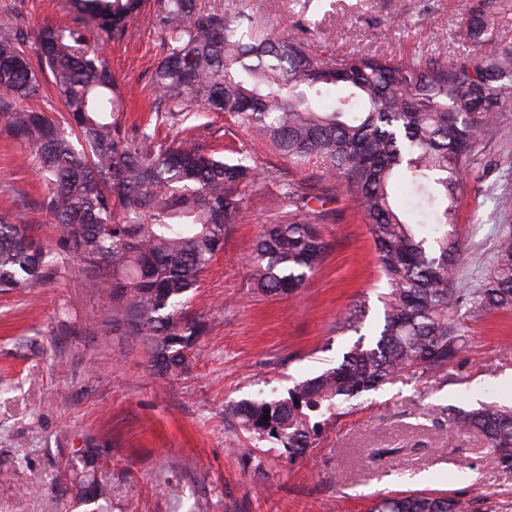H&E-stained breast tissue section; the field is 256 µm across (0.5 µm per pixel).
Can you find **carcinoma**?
I'll use <instances>...</instances> for the list:
<instances>
[{
    "instance_id": "obj_1",
    "label": "carcinoma",
    "mask_w": 512,
    "mask_h": 512,
    "mask_svg": "<svg viewBox=\"0 0 512 512\" xmlns=\"http://www.w3.org/2000/svg\"><path fill=\"white\" fill-rule=\"evenodd\" d=\"M102 33H124L142 18L165 32L166 55L153 77L154 110L141 125L123 120L122 97L96 41L63 29L41 30L31 48L22 28L0 21V120L37 162L44 207L92 288H106L112 331L139 338L155 374L184 370L204 323L184 308L188 293L224 248L244 210L255 168L207 151L186 125L190 114L224 112L302 172L351 197L369 229L386 279L383 325L357 341L337 366L298 382L286 398L258 394L227 408L240 430L272 438L298 457L314 447L318 424L401 373L448 375L467 351L463 321L512 308V230L497 239L479 287H455L463 253L454 229L456 189L479 140L512 120V44L490 56L396 60L349 54L321 60L298 34L271 36L242 0L239 10L196 0H69ZM512 17V0H473L465 30L483 42ZM52 86L65 112L17 104ZM347 91L331 104L333 89ZM176 129L177 138L160 136ZM407 187L414 221L395 211ZM296 211L313 195L293 188ZM325 251L312 218L267 225L253 266L263 293L302 287ZM57 253L23 221L0 220V290L32 288L56 271ZM466 310H461L459 299ZM269 420H264V416ZM448 423L479 432L512 469V406L497 401L448 408ZM96 457L63 463L59 481L85 503L107 499ZM458 498L428 493L383 498L373 512H468Z\"/></svg>"
}]
</instances>
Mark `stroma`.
<instances>
[{"instance_id":"stroma-1","label":"stroma","mask_w":512,"mask_h":512,"mask_svg":"<svg viewBox=\"0 0 512 512\" xmlns=\"http://www.w3.org/2000/svg\"><path fill=\"white\" fill-rule=\"evenodd\" d=\"M269 33L301 25L312 55L395 59L491 54L512 43V19L491 40L464 35V0H251ZM17 17L29 38L54 27L89 34L68 0H0V19ZM127 100L126 121L141 124L165 34L142 21L120 38L99 36ZM200 143L232 147L263 178L245 198L223 251L189 294L206 329L186 370L164 378L132 336L102 320L104 289L88 287L74 261L44 285L0 292V512H89L57 483L60 462L92 449L112 488L110 512H370L403 492L463 498L471 512H512V470L501 468L475 431L448 422L449 407L495 399L512 404V309L467 320L468 350L441 377L409 373L359 397L328 420L314 448L289 458L271 438L254 439L226 417L233 402L286 396L295 381L336 366L383 322L387 288L369 226L349 196L312 202L324 259L294 295L264 294L253 283V249L265 225L293 219L289 186H311L264 142L221 112L194 118ZM35 167L0 123V217L21 216L36 238L58 246L61 232L43 206ZM512 125L477 144L472 174L458 191L457 233L466 252L459 287L492 267L498 236L512 228ZM361 331L339 324L355 307Z\"/></svg>"}]
</instances>
